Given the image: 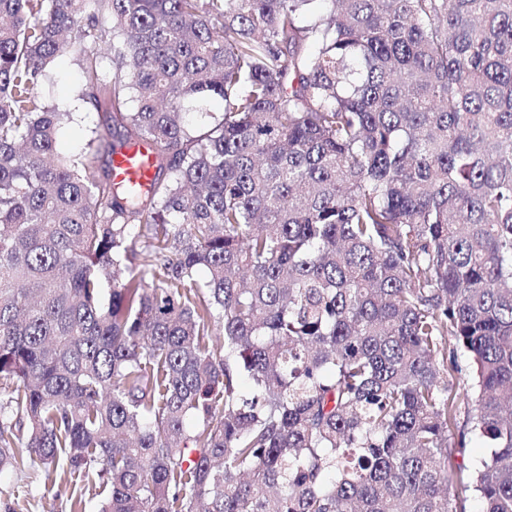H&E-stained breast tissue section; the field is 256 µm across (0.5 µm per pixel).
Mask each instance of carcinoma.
<instances>
[{
    "mask_svg": "<svg viewBox=\"0 0 512 512\" xmlns=\"http://www.w3.org/2000/svg\"><path fill=\"white\" fill-rule=\"evenodd\" d=\"M63 55L146 191L57 154ZM59 466L100 512H512V0H0V474ZM155 149L147 143H137L118 150L112 156V177L128 180L144 189L155 174Z\"/></svg>",
    "mask_w": 512,
    "mask_h": 512,
    "instance_id": "carcinoma-1",
    "label": "carcinoma"
}]
</instances>
